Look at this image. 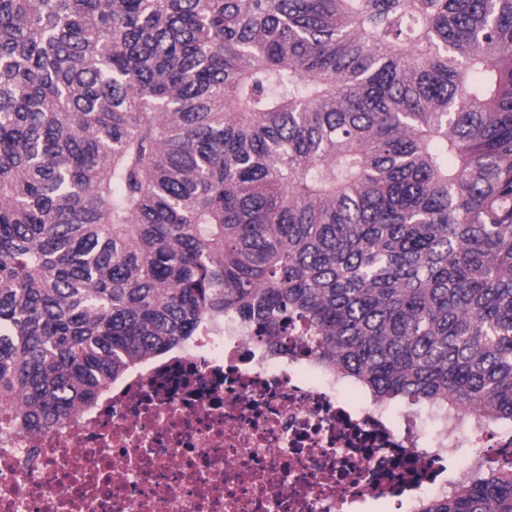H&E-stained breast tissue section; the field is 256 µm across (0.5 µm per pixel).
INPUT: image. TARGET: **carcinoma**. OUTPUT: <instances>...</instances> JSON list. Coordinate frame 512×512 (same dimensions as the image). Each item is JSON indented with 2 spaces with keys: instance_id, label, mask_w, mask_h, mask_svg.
I'll return each mask as SVG.
<instances>
[{
  "instance_id": "obj_1",
  "label": "carcinoma",
  "mask_w": 512,
  "mask_h": 512,
  "mask_svg": "<svg viewBox=\"0 0 512 512\" xmlns=\"http://www.w3.org/2000/svg\"><path fill=\"white\" fill-rule=\"evenodd\" d=\"M226 314L512 424V0H0V433Z\"/></svg>"
}]
</instances>
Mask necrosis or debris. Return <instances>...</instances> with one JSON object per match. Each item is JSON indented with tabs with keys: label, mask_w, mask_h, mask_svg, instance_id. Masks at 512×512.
Masks as SVG:
<instances>
[{
	"label": "necrosis or debris",
	"mask_w": 512,
	"mask_h": 512,
	"mask_svg": "<svg viewBox=\"0 0 512 512\" xmlns=\"http://www.w3.org/2000/svg\"><path fill=\"white\" fill-rule=\"evenodd\" d=\"M228 315L153 356L93 410L0 441V512H415L489 466L512 430L431 402L394 410ZM465 464L449 472L457 449Z\"/></svg>",
	"instance_id": "obj_1"
}]
</instances>
